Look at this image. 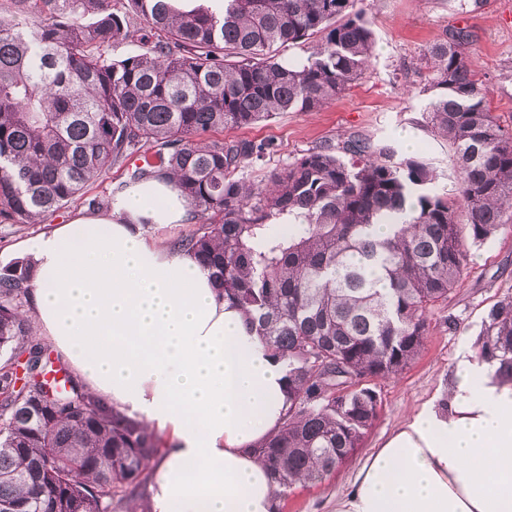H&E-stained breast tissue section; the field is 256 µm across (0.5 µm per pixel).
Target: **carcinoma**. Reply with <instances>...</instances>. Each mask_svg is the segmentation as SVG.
<instances>
[{"label":"carcinoma","instance_id":"carcinoma-1","mask_svg":"<svg viewBox=\"0 0 512 512\" xmlns=\"http://www.w3.org/2000/svg\"><path fill=\"white\" fill-rule=\"evenodd\" d=\"M356 0H6L0 4V224L44 223L109 168L129 181L171 177L197 228L170 244L208 269L272 355L287 363L282 427L254 448L280 491L322 480L361 447L378 417L374 379L424 348L429 314L463 276V243L512 219V133L460 29L424 54L431 130L458 181L431 190L423 161L392 160L353 135L307 150L255 183L244 169L268 141L211 138L278 112H314L361 80L374 35ZM140 51L107 53L131 34ZM321 37L301 61L285 48ZM138 164L129 166L132 160ZM378 224L389 233H375ZM32 265L0 269V349L29 354L24 377L0 368V505L19 512H151L148 463L164 447L140 420L74 376L50 396L52 369L32 339L21 289ZM482 353L512 373V299L499 302Z\"/></svg>","mask_w":512,"mask_h":512}]
</instances>
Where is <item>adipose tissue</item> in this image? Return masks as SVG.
<instances>
[{"label": "adipose tissue", "instance_id": "obj_1", "mask_svg": "<svg viewBox=\"0 0 512 512\" xmlns=\"http://www.w3.org/2000/svg\"><path fill=\"white\" fill-rule=\"evenodd\" d=\"M188 210L173 180H144L25 243L30 314L88 392L167 434L152 512H274L253 449L282 425L286 365L193 255L148 236ZM336 512H512V377L463 346L447 395L364 458Z\"/></svg>", "mask_w": 512, "mask_h": 512}]
</instances>
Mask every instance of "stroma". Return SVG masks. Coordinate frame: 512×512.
<instances>
[{
	"mask_svg": "<svg viewBox=\"0 0 512 512\" xmlns=\"http://www.w3.org/2000/svg\"><path fill=\"white\" fill-rule=\"evenodd\" d=\"M375 36L366 73L340 98L314 112H281L254 127L226 129L221 139L274 143L260 180L316 146L359 133L391 148L394 160L416 157L436 175L435 192L454 194L456 174L447 142L433 135L426 109L421 59L434 42L462 29L471 36L470 59L489 90L491 110L512 132V0H358ZM414 146H406V137ZM84 207L70 204L42 224H0V268L16 261L20 247L67 223ZM463 277L430 315L421 354L399 376L373 381L381 400L378 418L352 458L322 481L298 485L279 503L280 512H336V501L362 460L403 421L412 408L448 389V374L464 343H475L492 308L512 297V222L481 243H466Z\"/></svg>",
	"mask_w": 512,
	"mask_h": 512,
	"instance_id": "obj_1",
	"label": "stroma"
}]
</instances>
